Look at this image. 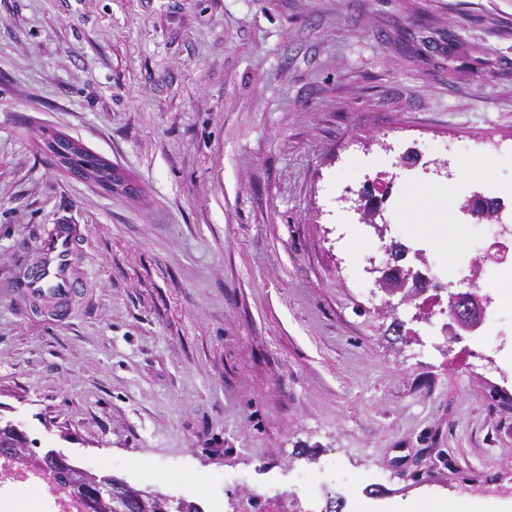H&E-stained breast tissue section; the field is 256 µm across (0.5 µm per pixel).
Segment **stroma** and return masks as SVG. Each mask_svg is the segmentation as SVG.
<instances>
[{
    "label": "stroma",
    "instance_id": "stroma-1",
    "mask_svg": "<svg viewBox=\"0 0 512 512\" xmlns=\"http://www.w3.org/2000/svg\"><path fill=\"white\" fill-rule=\"evenodd\" d=\"M114 165L76 178L46 133ZM512 142V0H0V416L35 452L194 502L512 512V378L427 346L354 285L387 173L406 265L469 255L463 178ZM420 154L403 166L407 152ZM86 228L68 315L8 285L46 225Z\"/></svg>",
    "mask_w": 512,
    "mask_h": 512
}]
</instances>
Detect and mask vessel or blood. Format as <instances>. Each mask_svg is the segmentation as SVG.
<instances>
[{
    "label": "vessel or blood",
    "mask_w": 512,
    "mask_h": 512,
    "mask_svg": "<svg viewBox=\"0 0 512 512\" xmlns=\"http://www.w3.org/2000/svg\"><path fill=\"white\" fill-rule=\"evenodd\" d=\"M84 228L79 224H51L42 234L37 260L14 294L22 306L49 315L68 307L75 295L81 271L77 264Z\"/></svg>",
    "instance_id": "obj_1"
}]
</instances>
